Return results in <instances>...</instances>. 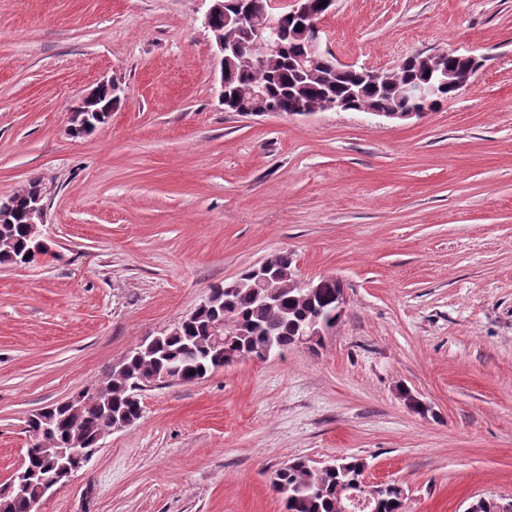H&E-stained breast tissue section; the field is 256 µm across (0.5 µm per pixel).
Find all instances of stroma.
Listing matches in <instances>:
<instances>
[{"label":"stroma","mask_w":512,"mask_h":512,"mask_svg":"<svg viewBox=\"0 0 512 512\" xmlns=\"http://www.w3.org/2000/svg\"><path fill=\"white\" fill-rule=\"evenodd\" d=\"M208 0H0V198L40 179L51 255L0 264V489L28 418L278 251L337 276L317 349L142 393L35 512H284L279 467L365 459L407 512L512 499V0H336L340 62L484 57L423 118L225 111ZM120 86L80 137L70 109ZM408 388L430 405L411 411Z\"/></svg>","instance_id":"1"}]
</instances>
